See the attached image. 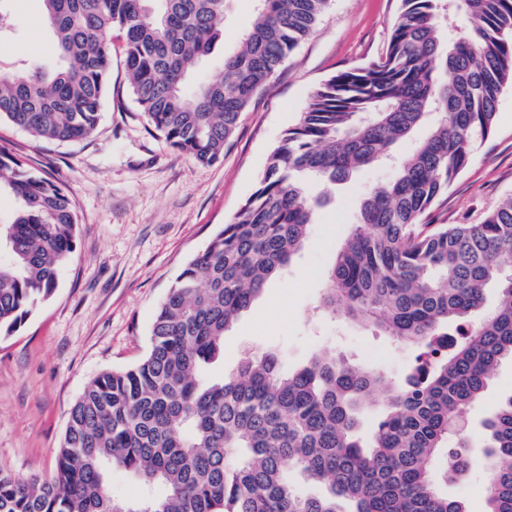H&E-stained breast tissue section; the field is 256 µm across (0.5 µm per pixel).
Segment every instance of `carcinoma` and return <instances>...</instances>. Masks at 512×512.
<instances>
[{"label":"carcinoma","mask_w":512,"mask_h":512,"mask_svg":"<svg viewBox=\"0 0 512 512\" xmlns=\"http://www.w3.org/2000/svg\"><path fill=\"white\" fill-rule=\"evenodd\" d=\"M223 68L186 86L224 35L226 0H43L62 66L0 69V120L36 138L96 131L121 50L131 96L152 129L202 165L224 159L241 115L271 88L330 0H256ZM512 86V0H400L385 51L338 71L310 95L271 151L231 222L184 266L159 303L150 349L94 377L73 405L50 479L0 469V512H463L437 490L432 466L472 467L453 428L512 358V195L477 224H435L434 210L494 129ZM416 139L393 179L360 202L325 278L318 308L417 346L425 372L402 382L330 351L296 371L249 357L204 378L224 335L302 249L317 209L356 171ZM18 203L0 225V331L27 319L57 287L75 250L67 192L0 147V192ZM495 291L478 324L462 321ZM379 409L370 433L363 417ZM498 460L486 512H512V396L484 420ZM454 439L457 447L448 446ZM158 495H112V469ZM297 471L320 491L302 494Z\"/></svg>","instance_id":"1"}]
</instances>
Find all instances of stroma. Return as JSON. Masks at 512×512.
I'll return each instance as SVG.
<instances>
[{
    "instance_id": "obj_1",
    "label": "stroma",
    "mask_w": 512,
    "mask_h": 512,
    "mask_svg": "<svg viewBox=\"0 0 512 512\" xmlns=\"http://www.w3.org/2000/svg\"><path fill=\"white\" fill-rule=\"evenodd\" d=\"M399 0H331L329 8L275 74L270 90L243 112L222 162L203 166L150 131L129 92L121 55L96 134L76 143L40 141L0 122V146L26 167L67 190L77 215L76 249L52 297L25 322L0 336V470L51 478L72 405L101 372L137 362L149 347L156 308L184 264L230 222L256 189L270 151L297 123L311 92L337 71L359 66L385 49ZM42 0H0L11 25L0 35V68L53 72L61 63L43 22ZM255 0H229L224 35L200 68L219 69L237 50ZM389 165L365 168L338 185L318 211L306 245L288 269L224 336V357L204 374L233 371L248 356L280 353L286 369L329 349L359 366L403 379L417 352L392 337L318 308L336 254L350 235L359 200L391 180ZM512 194V86L499 97L496 125L470 165L448 188L439 224H474ZM512 395V360H502L465 415L473 460L439 490L466 512H486L490 463L483 421Z\"/></svg>"
}]
</instances>
